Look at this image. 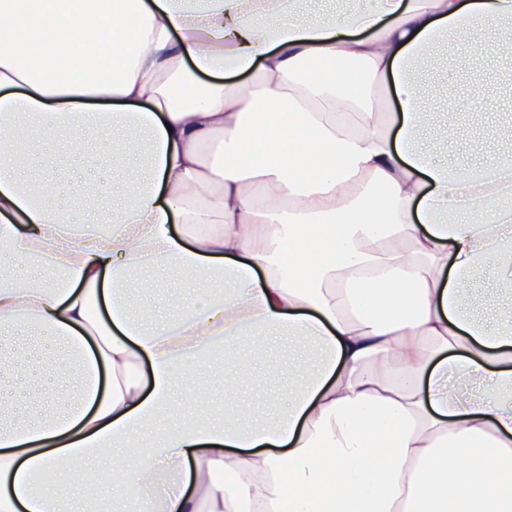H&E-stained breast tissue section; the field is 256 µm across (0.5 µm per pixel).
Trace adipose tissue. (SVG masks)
<instances>
[{
    "label": "adipose tissue",
    "instance_id": "ef3b65f1",
    "mask_svg": "<svg viewBox=\"0 0 512 512\" xmlns=\"http://www.w3.org/2000/svg\"><path fill=\"white\" fill-rule=\"evenodd\" d=\"M300 3L0 0V512H63L33 476L91 468L141 512H512V310L468 300L512 284V157L434 160L412 70L453 36L482 65L512 0ZM77 155L106 170L83 222ZM154 269L200 297L148 329L128 274ZM287 336L315 360L270 416L234 377ZM214 352L234 414L176 419ZM375 108L381 123L390 129L389 116L392 112H398L397 102L392 97L388 87L380 82L375 89ZM68 165L70 176L60 186V202L64 207L71 210L72 217L75 220H82L85 218V215L77 207V199L89 183L102 181L105 179V176L103 173L85 171L78 162H71ZM509 285L496 284L492 286L476 285L472 288L471 300L474 305L481 311L489 306H496L499 301L509 296Z\"/></svg>",
    "mask_w": 512,
    "mask_h": 512
}]
</instances>
